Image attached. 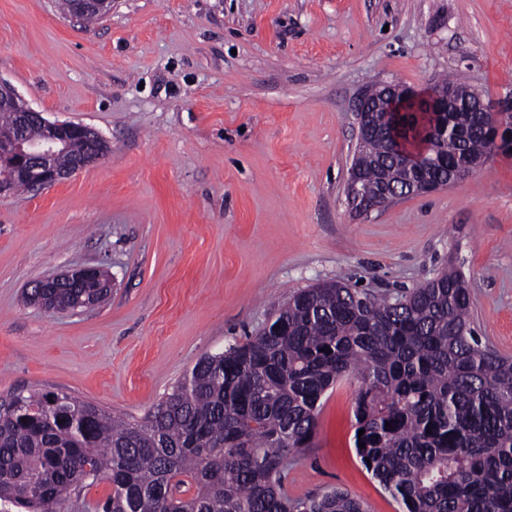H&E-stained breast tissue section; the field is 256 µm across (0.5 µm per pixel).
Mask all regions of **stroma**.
Returning <instances> with one entry per match:
<instances>
[{"label":"stroma","mask_w":512,"mask_h":512,"mask_svg":"<svg viewBox=\"0 0 512 512\" xmlns=\"http://www.w3.org/2000/svg\"><path fill=\"white\" fill-rule=\"evenodd\" d=\"M455 71L486 101L512 95V0H112L88 28L57 0H0V79L108 145L0 198V403L65 391L138 421L290 293L341 280L397 297L450 264L482 344L512 356V156L367 215L346 194L361 96ZM87 265L112 275L105 303L28 302ZM354 397L343 382L321 398L288 494L402 512L356 453Z\"/></svg>","instance_id":"stroma-1"}]
</instances>
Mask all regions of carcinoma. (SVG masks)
<instances>
[{"mask_svg":"<svg viewBox=\"0 0 512 512\" xmlns=\"http://www.w3.org/2000/svg\"><path fill=\"white\" fill-rule=\"evenodd\" d=\"M363 151L365 197L404 189L386 140ZM437 153L442 180L486 157L481 114L448 113ZM465 283L450 267L394 301L337 280L304 288L255 335L203 355L140 423L68 392H20L0 406V512H62L90 479L112 485L97 512H367L340 489L284 487L343 381L357 383V455L403 512H512V358L481 345ZM83 292L56 288L52 307L74 311Z\"/></svg>","mask_w":512,"mask_h":512,"instance_id":"1","label":"carcinoma"}]
</instances>
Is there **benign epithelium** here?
<instances>
[{"instance_id":"benign-epithelium-1","label":"benign epithelium","mask_w":512,"mask_h":512,"mask_svg":"<svg viewBox=\"0 0 512 512\" xmlns=\"http://www.w3.org/2000/svg\"><path fill=\"white\" fill-rule=\"evenodd\" d=\"M6 103L21 106L19 115L25 120L35 122L40 129V136L31 140L20 128L8 138L0 133V196L13 191L19 182L37 190L61 183L95 165L107 153L106 142L93 128L80 123L47 120L43 113L30 108L8 82L0 79V105ZM461 108L484 114L485 129L491 139V151L501 154L512 152V129L500 122V114L512 110V101L505 99L494 109L470 87L462 91L454 87L434 86L421 91L399 84H384L362 97L356 120L358 129L362 132L373 120L387 122L392 113L416 115L419 119L420 135L403 139L391 127L389 137L392 144L408 158L420 162L429 153L430 134L448 132L447 113ZM74 141L83 142L89 146V150L65 164L60 163L59 158L68 152ZM481 165L480 161L463 165L447 181L422 185L411 179L408 186L414 194L435 192L475 174ZM347 192L352 205L361 212L381 209L399 199L397 191L391 190L385 192L371 207H366L359 189L357 169L354 167L349 172ZM80 280H87L96 288H112V276L107 270L99 266H82L35 282L34 300L50 313V299L44 289L57 288L64 283Z\"/></svg>"}]
</instances>
